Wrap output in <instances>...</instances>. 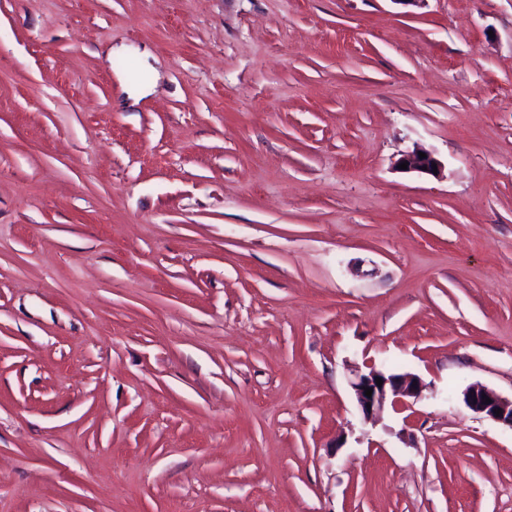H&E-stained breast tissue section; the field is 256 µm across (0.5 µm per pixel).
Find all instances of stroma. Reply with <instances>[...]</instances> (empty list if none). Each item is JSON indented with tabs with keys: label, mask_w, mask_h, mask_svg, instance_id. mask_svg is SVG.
Listing matches in <instances>:
<instances>
[{
	"label": "stroma",
	"mask_w": 512,
	"mask_h": 512,
	"mask_svg": "<svg viewBox=\"0 0 512 512\" xmlns=\"http://www.w3.org/2000/svg\"><path fill=\"white\" fill-rule=\"evenodd\" d=\"M504 87L512 0H0V512H512ZM419 152L425 153L426 158H420ZM403 162H408L406 171L409 172L434 175L432 164H436L437 174H439L441 170V163L430 153L419 148H415L412 151H408L406 154H404L400 160V164ZM422 167H427V170H422ZM376 378L382 379L381 387H378ZM350 385L365 420H376L390 396L418 400L425 389L422 380L414 374L386 373L375 368L367 373L356 371ZM365 388L372 389L371 397L365 395ZM367 404H370V408H367ZM483 395H486V398H490L491 403H485ZM463 401L472 412L512 428V398L510 400L506 399L494 391L477 384L470 386L464 392ZM497 409H501L499 416L495 414Z\"/></svg>",
	"instance_id": "1"
}]
</instances>
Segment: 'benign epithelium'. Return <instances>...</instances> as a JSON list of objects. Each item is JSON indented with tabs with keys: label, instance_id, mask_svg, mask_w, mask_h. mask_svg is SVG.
<instances>
[{
	"label": "benign epithelium",
	"instance_id": "obj_1",
	"mask_svg": "<svg viewBox=\"0 0 512 512\" xmlns=\"http://www.w3.org/2000/svg\"><path fill=\"white\" fill-rule=\"evenodd\" d=\"M421 149L415 148L401 158L408 163L407 171L433 173V166H441V163L431 154L419 157ZM382 379L383 384L377 385L376 379ZM357 405L366 420L376 419L383 409L387 399L391 396L401 398L420 399L425 384L422 380L410 373L383 372L374 368L367 373L356 372L350 382ZM372 389V395L366 396L365 389ZM491 402H485V398ZM463 401L468 409L476 414H481L495 422L502 423L512 428V399H506L494 391L482 386L472 385L463 394ZM501 414H495V411Z\"/></svg>",
	"mask_w": 512,
	"mask_h": 512
}]
</instances>
